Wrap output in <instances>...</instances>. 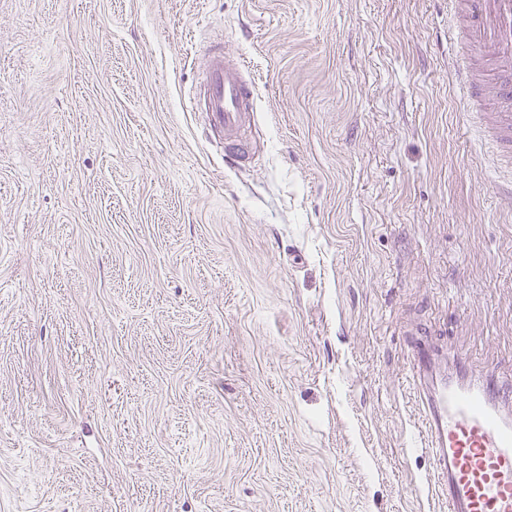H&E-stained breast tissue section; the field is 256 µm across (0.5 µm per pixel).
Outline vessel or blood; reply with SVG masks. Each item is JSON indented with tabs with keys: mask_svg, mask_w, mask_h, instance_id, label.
<instances>
[{
	"mask_svg": "<svg viewBox=\"0 0 512 512\" xmlns=\"http://www.w3.org/2000/svg\"><path fill=\"white\" fill-rule=\"evenodd\" d=\"M456 37L449 50L461 66L456 86L482 107L494 164L512 169V0H448ZM204 70L190 98L208 130L224 138V161L250 165L244 138L255 119L257 93L244 60L224 41L203 49ZM411 383L421 411L435 493L446 512H512V384L489 374H450L448 355L426 338L411 341Z\"/></svg>",
	"mask_w": 512,
	"mask_h": 512,
	"instance_id": "1",
	"label": "vessel or blood"
}]
</instances>
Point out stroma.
<instances>
[{
  "instance_id": "stroma-1",
  "label": "stroma",
  "mask_w": 512,
  "mask_h": 512,
  "mask_svg": "<svg viewBox=\"0 0 512 512\" xmlns=\"http://www.w3.org/2000/svg\"><path fill=\"white\" fill-rule=\"evenodd\" d=\"M449 69L448 0H0V512H441L407 333L512 378ZM204 70L190 98L191 112H200L208 130L224 138V161L237 169L252 163L245 129L255 119L257 93L255 81L240 57L224 53V40L213 38L203 49Z\"/></svg>"
}]
</instances>
